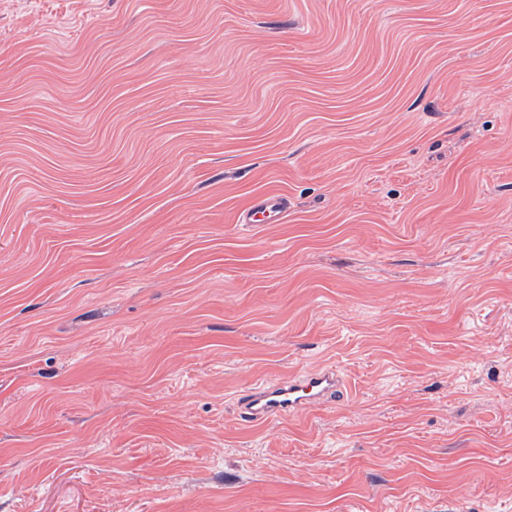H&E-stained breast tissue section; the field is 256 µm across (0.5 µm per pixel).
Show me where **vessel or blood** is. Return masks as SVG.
<instances>
[{
  "label": "vessel or blood",
  "mask_w": 512,
  "mask_h": 512,
  "mask_svg": "<svg viewBox=\"0 0 512 512\" xmlns=\"http://www.w3.org/2000/svg\"><path fill=\"white\" fill-rule=\"evenodd\" d=\"M288 208L287 198L268 191L254 198L239 215L243 224H279ZM344 387L336 369L285 377L259 384L242 398V419L245 424H264L288 415H300L330 398L343 396Z\"/></svg>",
  "instance_id": "1"
}]
</instances>
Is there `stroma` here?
<instances>
[{
	"instance_id": "35a3bbf8",
	"label": "stroma",
	"mask_w": 512,
	"mask_h": 512,
	"mask_svg": "<svg viewBox=\"0 0 512 512\" xmlns=\"http://www.w3.org/2000/svg\"><path fill=\"white\" fill-rule=\"evenodd\" d=\"M0 512H512V0H0ZM288 208L287 198L268 191L254 198L251 205L239 214L241 224H281ZM343 394V382L334 368L258 384L242 398L243 423L253 426L288 415H300Z\"/></svg>"
}]
</instances>
